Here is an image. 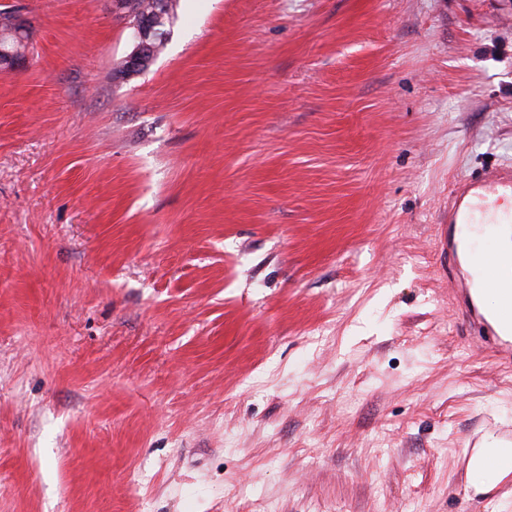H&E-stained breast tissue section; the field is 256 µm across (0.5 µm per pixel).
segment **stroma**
Listing matches in <instances>:
<instances>
[{"label": "stroma", "instance_id": "obj_1", "mask_svg": "<svg viewBox=\"0 0 512 512\" xmlns=\"http://www.w3.org/2000/svg\"><path fill=\"white\" fill-rule=\"evenodd\" d=\"M0 512H494L512 365L448 183L512 163V0H0ZM109 8L112 14L129 18L132 22L133 39L135 46L133 51L124 60V69L128 73H133L144 69L154 58L152 43L156 37L164 39L165 34L158 28V22L168 11L167 0L151 1V10L142 12L136 7V3L130 0H108ZM171 7L166 18L174 16L176 1L170 0ZM161 34V35H160ZM166 39L163 42L156 43V55L164 47ZM512 196V164L482 170L475 176L456 178L448 186V214L437 225L435 244L444 256L443 272L455 303L456 319L462 336L478 347L496 352L502 363L512 364V281L500 269L512 264V253L497 254L495 264L474 265L469 232L475 224L495 229L503 224L512 228V213L499 212L501 198ZM502 209L510 210L508 198ZM501 209V210H502ZM495 286L503 305L493 314L484 313L477 302L478 289ZM487 288L482 305L495 310L500 303L496 290ZM491 459L498 464L491 465ZM492 464L495 460L490 461ZM469 476L480 486H495L512 473V442H506L492 435L488 436L483 447L477 448L468 462Z\"/></svg>", "mask_w": 512, "mask_h": 512}]
</instances>
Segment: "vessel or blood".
Masks as SVG:
<instances>
[{
    "mask_svg": "<svg viewBox=\"0 0 512 512\" xmlns=\"http://www.w3.org/2000/svg\"><path fill=\"white\" fill-rule=\"evenodd\" d=\"M509 196L512 164L454 179L448 186V213L437 225L435 244L445 259L443 272L461 334L476 346L493 349L500 362L512 364V281L500 274L501 268L512 264V253L498 254L493 264L474 265L469 236L476 224L492 229L512 225V213L504 215L498 209L499 200ZM489 286L503 300L493 314L484 313L477 302L478 291Z\"/></svg>",
    "mask_w": 512,
    "mask_h": 512,
    "instance_id": "1",
    "label": "vessel or blood"
}]
</instances>
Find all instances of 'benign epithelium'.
Listing matches in <instances>:
<instances>
[{
    "mask_svg": "<svg viewBox=\"0 0 512 512\" xmlns=\"http://www.w3.org/2000/svg\"><path fill=\"white\" fill-rule=\"evenodd\" d=\"M108 2L112 14L127 17L132 22L135 46L124 60V69L129 73L140 71L154 58L150 49H152L153 40L162 34V30L158 28V22L168 11L167 0H151V10L148 12L137 8L133 0H108ZM25 57L26 54L21 50L1 51L0 71L5 73L14 69Z\"/></svg>",
    "mask_w": 512,
    "mask_h": 512,
    "instance_id": "benign-epithelium-1",
    "label": "benign epithelium"
}]
</instances>
